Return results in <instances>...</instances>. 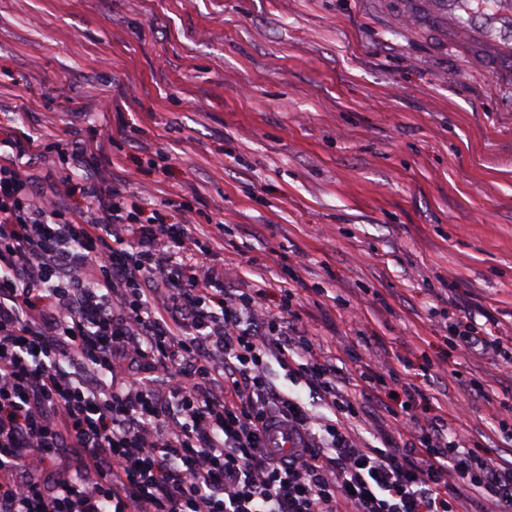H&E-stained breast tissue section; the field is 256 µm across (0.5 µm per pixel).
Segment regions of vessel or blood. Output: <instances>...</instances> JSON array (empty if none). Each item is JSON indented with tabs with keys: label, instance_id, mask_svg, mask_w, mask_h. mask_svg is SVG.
<instances>
[{
	"label": "vessel or blood",
	"instance_id": "obj_1",
	"mask_svg": "<svg viewBox=\"0 0 512 512\" xmlns=\"http://www.w3.org/2000/svg\"><path fill=\"white\" fill-rule=\"evenodd\" d=\"M403 15L482 45L493 72H512V0H493L489 8L467 15L459 0H404Z\"/></svg>",
	"mask_w": 512,
	"mask_h": 512
}]
</instances>
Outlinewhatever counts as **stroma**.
<instances>
[{"label":"stroma","instance_id":"obj_1","mask_svg":"<svg viewBox=\"0 0 512 512\" xmlns=\"http://www.w3.org/2000/svg\"><path fill=\"white\" fill-rule=\"evenodd\" d=\"M0 128L37 140L40 194L94 213L99 178L213 245L229 291L285 290L342 377L371 372L354 432L392 414L512 462V368L452 339L512 336V80L399 0H0Z\"/></svg>","mask_w":512,"mask_h":512}]
</instances>
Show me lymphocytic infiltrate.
<instances>
[{
    "instance_id": "obj_1",
    "label": "lymphocytic infiltrate",
    "mask_w": 512,
    "mask_h": 512,
    "mask_svg": "<svg viewBox=\"0 0 512 512\" xmlns=\"http://www.w3.org/2000/svg\"><path fill=\"white\" fill-rule=\"evenodd\" d=\"M25 156L0 136V512H512V467L440 423L396 417L411 448L353 436L354 398L289 336L290 300L227 295L186 223L139 221L105 181L97 214L63 217ZM458 339L512 365V339L470 322ZM271 356L329 416L269 381Z\"/></svg>"
}]
</instances>
